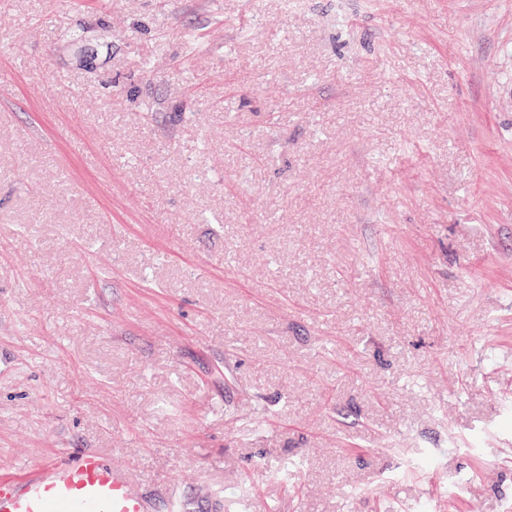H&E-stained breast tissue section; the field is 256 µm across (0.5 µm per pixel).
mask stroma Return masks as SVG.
<instances>
[{
  "mask_svg": "<svg viewBox=\"0 0 512 512\" xmlns=\"http://www.w3.org/2000/svg\"><path fill=\"white\" fill-rule=\"evenodd\" d=\"M51 450L512 512V0H0V472Z\"/></svg>",
  "mask_w": 512,
  "mask_h": 512,
  "instance_id": "1",
  "label": "stroma"
}]
</instances>
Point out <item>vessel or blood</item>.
Listing matches in <instances>:
<instances>
[{
  "mask_svg": "<svg viewBox=\"0 0 512 512\" xmlns=\"http://www.w3.org/2000/svg\"><path fill=\"white\" fill-rule=\"evenodd\" d=\"M0 512H180L172 489L149 496L131 471L100 453L49 454L13 475L0 476Z\"/></svg>",
  "mask_w": 512,
  "mask_h": 512,
  "instance_id": "b4317fda",
  "label": "vessel or blood"
}]
</instances>
